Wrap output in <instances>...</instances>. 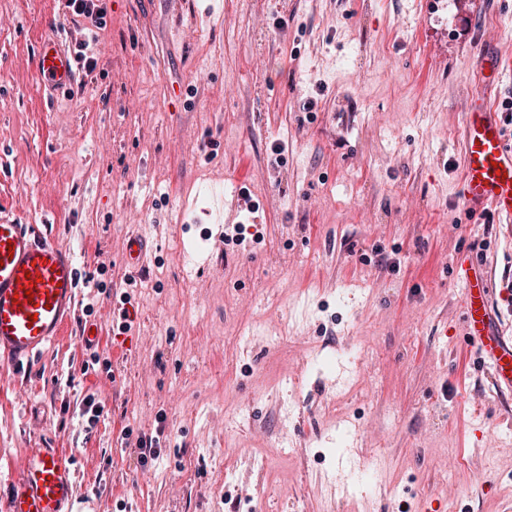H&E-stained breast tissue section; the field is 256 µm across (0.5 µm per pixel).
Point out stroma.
Returning <instances> with one entry per match:
<instances>
[{
  "label": "stroma",
  "mask_w": 512,
  "mask_h": 512,
  "mask_svg": "<svg viewBox=\"0 0 512 512\" xmlns=\"http://www.w3.org/2000/svg\"><path fill=\"white\" fill-rule=\"evenodd\" d=\"M102 5L96 31L0 0V212L46 223L81 285L68 334L0 368V512L31 448L70 456V512H512V395L455 268L486 262L512 334V228L462 206L484 46L512 144V0ZM45 41L96 61L51 104Z\"/></svg>",
  "instance_id": "1"
}]
</instances>
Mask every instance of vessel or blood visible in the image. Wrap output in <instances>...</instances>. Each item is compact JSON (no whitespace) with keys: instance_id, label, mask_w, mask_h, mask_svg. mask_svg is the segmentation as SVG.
Returning <instances> with one entry per match:
<instances>
[{"instance_id":"1","label":"vessel or blood","mask_w":512,"mask_h":512,"mask_svg":"<svg viewBox=\"0 0 512 512\" xmlns=\"http://www.w3.org/2000/svg\"><path fill=\"white\" fill-rule=\"evenodd\" d=\"M41 78L56 91L75 85L69 56L55 44L41 46ZM462 196L472 212L490 210L512 223V147L505 142L498 113L488 98L474 94L463 123ZM464 281L462 321L469 345L491 365L498 390L512 391V340L493 307L486 269L460 254ZM78 264L73 252L38 231L0 215V364L22 366L64 335L77 304ZM74 475L65 453L32 448L14 483L9 512H63L73 498Z\"/></svg>"}]
</instances>
